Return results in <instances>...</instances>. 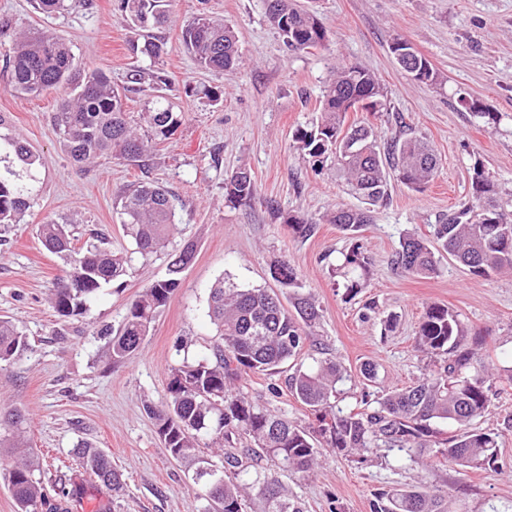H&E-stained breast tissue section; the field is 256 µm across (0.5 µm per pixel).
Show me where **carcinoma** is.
<instances>
[{
    "label": "carcinoma",
    "mask_w": 512,
    "mask_h": 512,
    "mask_svg": "<svg viewBox=\"0 0 512 512\" xmlns=\"http://www.w3.org/2000/svg\"><path fill=\"white\" fill-rule=\"evenodd\" d=\"M131 27L146 32L134 51L150 63L166 54V43L151 30L170 21L167 0H118ZM90 0H35V8L52 14L69 6L87 7ZM267 16L288 47L305 50L324 44L327 30L320 19L299 7L297 0H267ZM182 40L194 64L205 70L234 72L240 67L233 27L206 14L192 18L182 29ZM73 54L60 37L45 32L22 31L9 58L13 91L39 96L69 84ZM417 81L435 83L438 74L421 54H415ZM366 99L388 110L387 92L376 75L358 64L336 71L320 100L321 122L295 135L297 148L312 158L331 154L350 190L368 206L382 204L390 196V173L407 188L421 192L433 180L438 157L429 144L406 134L383 142L374 126L359 123L344 127L351 102ZM183 115L171 103L151 100L145 120L147 134L140 135L127 119L122 94L102 71L91 73L66 95L53 112L52 122L60 145L76 164L122 160L146 167L156 144L172 136ZM41 158L29 143L8 132L0 115V226L14 224L30 207L31 171ZM471 201L434 225L436 243L415 235L399 242L391 264L402 274L432 278L440 272L439 251L469 268L479 277L512 272V192L502 190L484 165L477 161L471 171ZM257 187L245 169L225 179L224 194L230 202L251 200ZM114 204L125 236L134 252L143 257L167 247L175 230L174 206L168 190L152 182L122 185L114 191ZM371 210L338 209L327 221L351 239L341 253L336 273L350 294L365 287L372 261L359 242V233L371 223ZM288 228L301 238L314 234L315 222L291 217ZM44 246L67 258L63 275L55 280L50 300L61 317L84 316L103 287L125 275L127 256L111 251L105 238L94 235L77 249L67 225L50 220L40 225ZM194 246L184 245L170 254L168 277L149 286L131 302L109 337L106 356L111 363L129 359L149 335L154 318L180 285V274L194 259ZM282 288H290L289 306L279 295L263 288H226L224 280L210 290L209 316L216 326L218 343L213 356L185 361L170 370L168 395L157 406L146 407L157 433L176 460L198 464L197 475L206 479V512H244L248 492H256L263 512H303L276 475L260 462L268 458L282 470L314 472L321 441L344 456L361 463L380 448H439L448 462L461 468L494 469L499 457L496 434L474 427L490 413L485 386L486 367L473 338L467 345L468 327L445 306L427 308L416 332L418 347L441 358V363L416 383L387 391L363 408L333 410L331 397L341 380L334 357L313 359L298 367L288 380L293 396L315 415L316 425L301 427L285 417L270 414L256 401L234 390L248 374H266L296 358L312 335L319 318L312 295L296 290L297 268L280 259L270 268ZM28 349L26 336L6 319H0V364L9 363ZM442 424L456 426L444 435ZM215 448L222 458L200 455V448ZM76 462L90 478L110 490L122 486V474L101 450L82 443L74 448ZM215 467L223 483L213 484L207 469ZM32 461L21 458L10 467L9 483L18 512H67L61 499H51L43 481L36 477ZM371 512H447L446 496L425 489H393L381 493Z\"/></svg>",
    "instance_id": "obj_1"
}]
</instances>
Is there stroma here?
<instances>
[{
  "mask_svg": "<svg viewBox=\"0 0 512 512\" xmlns=\"http://www.w3.org/2000/svg\"><path fill=\"white\" fill-rule=\"evenodd\" d=\"M328 31L324 46L292 51L270 25L266 0H172V23L161 29L167 46L159 67L169 78L159 86L184 114L171 138L157 145L149 171L118 162L74 165L52 124L59 92L21 96L9 85L8 50L17 31L47 30L71 47L74 82L94 71L127 88L131 125L144 129L146 92L130 75L144 61L133 53L137 34L115 0L52 15L33 0H0V114L13 133L42 158L35 174L38 193L18 223L0 226V318L27 336L30 348L0 368V405L27 418L31 448L46 465L40 476L48 492L78 488L70 512H194L204 482L194 466L173 460L145 412L167 396L168 374L183 360L210 353L217 341L208 316L209 289L216 281L240 288H275L274 261L288 258L300 272L303 291L320 303L314 328L317 348L342 367L331 403L350 411L363 396L377 397L421 377L428 360L416 343L427 309L455 311L483 342L478 353L497 369L512 366V275L479 277L451 258L438 276L421 279L394 271L389 258L407 234L432 238L440 215L471 194L470 170L483 161L494 179L512 191V0H299ZM235 30L241 59L233 73L197 68L181 38L184 24L199 14ZM410 42L439 73L437 85L412 80L391 46ZM356 62L376 73L388 92L385 112H350L346 124L368 121L385 138L398 134L394 113L412 134L424 137L439 157L434 181L424 192L395 185L390 200L376 206L374 221L359 240L372 258V275L356 296L338 287L333 271L350 242L326 218L339 208L362 207L348 194L332 160L305 156L296 130L321 119L322 91L342 64ZM220 91L211 101L206 90ZM476 101L497 123L472 115ZM250 171L258 195L247 204L224 196V180L238 168ZM148 178L174 195L177 229L167 251L133 256L123 279L106 286L89 314L63 318L49 296L63 258L42 244L44 221L66 222L75 247L91 234H105L113 251L129 250L112 208L113 190ZM315 221L307 239L295 237L286 220ZM193 244L195 256L181 284L158 313L140 351L122 364L108 362L97 331L119 326L129 302L166 275L167 252ZM394 317L392 332L384 321ZM305 349L310 365L316 350ZM377 365L379 379L364 380L362 364ZM291 367L242 378L243 392L279 416L308 425L314 420L290 394ZM493 413L479 428L498 434L499 470L463 469L427 450L382 448L366 462L321 449L313 476L291 471L282 482L305 512H370L375 496L392 488L425 486L447 493L452 512H512V382H489ZM110 456L124 487L112 492L92 481L73 460L78 443Z\"/></svg>",
  "mask_w": 512,
  "mask_h": 512,
  "instance_id": "1",
  "label": "stroma"
}]
</instances>
